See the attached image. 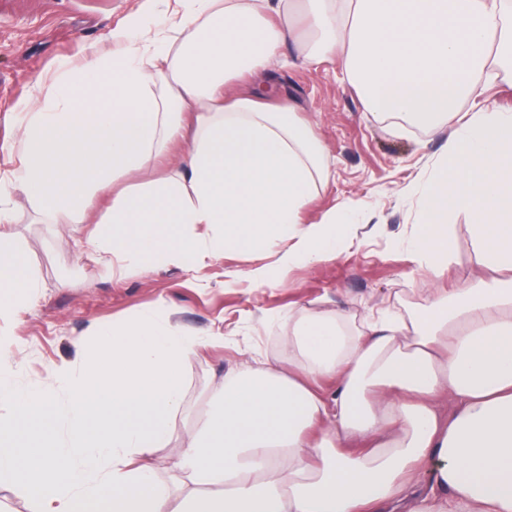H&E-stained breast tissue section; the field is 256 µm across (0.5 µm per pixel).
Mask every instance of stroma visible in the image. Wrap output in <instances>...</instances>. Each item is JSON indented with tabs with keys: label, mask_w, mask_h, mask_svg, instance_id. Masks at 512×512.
<instances>
[{
	"label": "stroma",
	"mask_w": 512,
	"mask_h": 512,
	"mask_svg": "<svg viewBox=\"0 0 512 512\" xmlns=\"http://www.w3.org/2000/svg\"><path fill=\"white\" fill-rule=\"evenodd\" d=\"M175 7V0H0V141L19 137L38 74L85 51L108 54V33L132 14L142 19L138 47H154ZM282 53L293 64L274 67L269 96L293 99L325 145L333 171L304 221L320 222L333 204L345 201L354 207L350 221L357 236L339 247L335 260L288 269L271 257L232 252L190 270L173 264L112 274L89 257L90 225L50 223L24 193L14 192L4 202L12 217L4 230L37 276L31 305L0 321V345L13 356L19 387L50 383L59 366L80 369L76 341L93 326L157 313L181 335L223 337L186 363L185 408L194 420L205 414L225 372L253 350L287 360L289 315L314 305L340 312L356 328L370 312H421L431 289L471 277L470 215L448 216L453 256L443 277L417 274L408 249L420 221L413 189L441 155L444 137L413 124L373 123L337 60L297 62L290 42ZM259 267L266 283L251 276Z\"/></svg>",
	"instance_id": "obj_1"
}]
</instances>
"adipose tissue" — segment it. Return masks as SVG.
Here are the masks:
<instances>
[{
    "mask_svg": "<svg viewBox=\"0 0 512 512\" xmlns=\"http://www.w3.org/2000/svg\"><path fill=\"white\" fill-rule=\"evenodd\" d=\"M160 50L129 45L140 19L110 32L127 46L38 75L42 96L0 202L95 224L90 255L108 270L195 266L228 252L335 259L340 208L302 221L332 173L312 126L285 96L232 97L294 42L337 58L378 123L457 129L421 192L412 246L421 270L448 269L449 213L474 215L477 272L433 291L423 314L368 316L348 329L313 308L288 325L287 362L249 358L224 375L178 468L152 459L185 417L183 368L212 337L158 315L79 338L82 369L24 390L0 348V476L22 473L37 512H512V113L461 103L512 59V0H179ZM181 150V171L133 174ZM108 199L93 215L94 198ZM37 278L0 230V318L31 302ZM336 384L325 393L321 382ZM36 429L38 445L22 443ZM433 480L420 489L418 477Z\"/></svg>",
    "mask_w": 512,
    "mask_h": 512,
    "instance_id": "ef3b65f1",
    "label": "adipose tissue"
}]
</instances>
